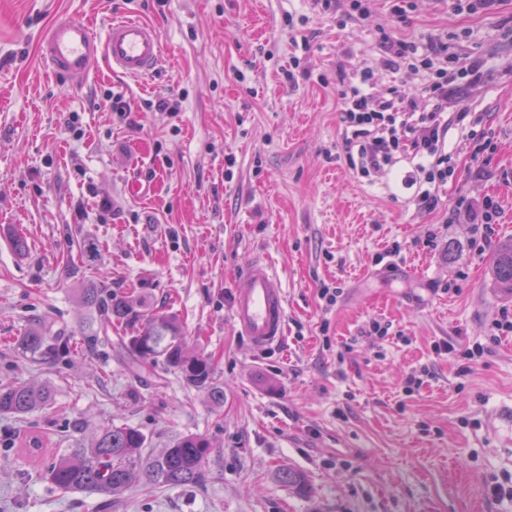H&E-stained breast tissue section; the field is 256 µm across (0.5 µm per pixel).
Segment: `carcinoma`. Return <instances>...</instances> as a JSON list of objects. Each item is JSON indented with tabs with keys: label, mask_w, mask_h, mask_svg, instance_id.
<instances>
[{
	"label": "carcinoma",
	"mask_w": 512,
	"mask_h": 512,
	"mask_svg": "<svg viewBox=\"0 0 512 512\" xmlns=\"http://www.w3.org/2000/svg\"><path fill=\"white\" fill-rule=\"evenodd\" d=\"M492 273L498 287L512 294V239L495 253ZM89 312L85 340L90 347L118 350L119 359L132 369L164 370L184 384L207 394L211 403H224V389L216 384L212 357L187 336L177 318L161 310L137 309L126 298L100 288L81 289ZM122 335L112 336V328ZM18 353L38 364H54L71 354L70 337L51 332L41 320L31 322L16 341ZM52 392L47 385L25 382L0 386V415L24 418L50 409ZM68 448L57 452L46 479L61 493L89 492L112 499L138 483L145 487L178 488L197 485L206 478L204 464L212 452L209 440L183 434L157 453H148L147 435L128 425L103 426L92 436H66ZM48 446L45 434L33 433L25 452L36 457ZM277 480L298 494L308 485L304 475L290 467L276 471Z\"/></svg>",
	"instance_id": "carcinoma-1"
}]
</instances>
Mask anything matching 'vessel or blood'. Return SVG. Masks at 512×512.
<instances>
[{
  "label": "vessel or blood",
  "mask_w": 512,
  "mask_h": 512,
  "mask_svg": "<svg viewBox=\"0 0 512 512\" xmlns=\"http://www.w3.org/2000/svg\"><path fill=\"white\" fill-rule=\"evenodd\" d=\"M38 54L58 79L76 86L102 61L130 77L148 74L160 60L162 45L157 30L141 20L112 22L100 37L82 17L70 16L48 26L39 41ZM231 315L234 326L255 348L265 349L283 340L285 290L267 258L252 259L237 276ZM486 434L512 446L511 401L488 413Z\"/></svg>",
  "instance_id": "1"
}]
</instances>
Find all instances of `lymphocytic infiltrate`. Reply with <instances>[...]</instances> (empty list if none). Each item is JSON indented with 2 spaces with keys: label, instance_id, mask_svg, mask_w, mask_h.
Segmentation results:
<instances>
[{
  "label": "lymphocytic infiltrate",
  "instance_id": "obj_1",
  "mask_svg": "<svg viewBox=\"0 0 512 512\" xmlns=\"http://www.w3.org/2000/svg\"><path fill=\"white\" fill-rule=\"evenodd\" d=\"M384 67L396 71H417L422 83L415 90L390 86L372 89L374 70L366 66L340 93V119L343 125L345 158L360 177L375 180L391 171L399 153L416 158L413 176L406 180L415 189L420 210L435 209L442 186L454 179L457 164L448 151V134L460 125L470 124L476 140L475 156L487 150V135L481 116L468 114L454 105L450 91L458 81L477 84L484 61L468 55L457 57L456 71L448 69V44L435 35L423 41L396 39L391 33L379 34Z\"/></svg>",
  "mask_w": 512,
  "mask_h": 512
}]
</instances>
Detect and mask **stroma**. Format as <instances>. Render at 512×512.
<instances>
[{"label":"stroma","instance_id":"obj_1","mask_svg":"<svg viewBox=\"0 0 512 512\" xmlns=\"http://www.w3.org/2000/svg\"><path fill=\"white\" fill-rule=\"evenodd\" d=\"M71 15L100 36L116 17L150 23L161 66L132 79L101 63L80 85L60 82L37 46ZM383 29L441 34L449 54L486 61L483 83L456 97L483 114L492 145L477 162L473 140L449 133L458 176L430 212L403 183L410 156L375 182L344 158L339 93L379 56ZM164 97L178 110L154 108ZM141 177L151 195L129 197ZM463 197L497 201V223H450ZM511 237L512 0L474 13L414 0L403 20L374 0L369 19L344 27L313 0H0V385L46 381L54 396L28 418L1 415L0 437L113 424L141 428L156 451L185 433L214 444L203 484L135 487L110 505L57 494L0 449V512H512L492 491L512 480V450L483 431L512 399V333H495L512 296L490 276ZM83 242L96 261L67 267ZM258 255L286 293L285 338L263 351L230 316L234 281ZM325 285L340 288L335 304ZM88 287L175 314L212 355L223 406L159 368L141 385L100 350L64 365L15 353L36 315L81 338ZM373 319L386 336L363 337ZM443 341L452 353L436 352ZM477 345L483 357L465 358ZM282 466L306 475L307 495L276 480Z\"/></svg>","mask_w":512,"mask_h":512}]
</instances>
